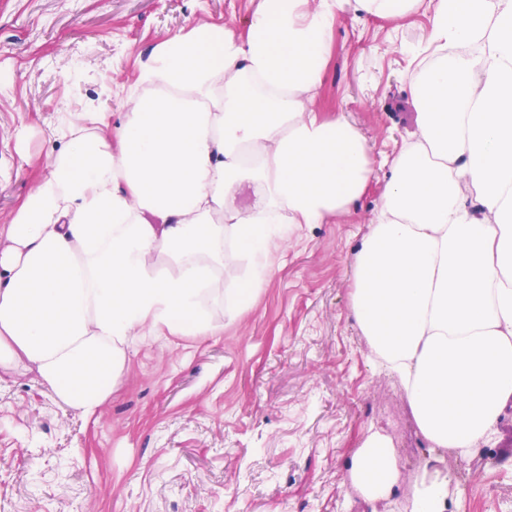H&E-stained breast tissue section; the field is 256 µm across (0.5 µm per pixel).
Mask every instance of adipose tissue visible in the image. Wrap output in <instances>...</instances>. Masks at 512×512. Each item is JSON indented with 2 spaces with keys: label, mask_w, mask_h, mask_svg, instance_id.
<instances>
[{
  "label": "adipose tissue",
  "mask_w": 512,
  "mask_h": 512,
  "mask_svg": "<svg viewBox=\"0 0 512 512\" xmlns=\"http://www.w3.org/2000/svg\"><path fill=\"white\" fill-rule=\"evenodd\" d=\"M418 2L260 0L244 34L162 42L116 134L61 120L51 173L0 225V369L35 373L91 419L140 342L223 335L245 311L225 269L256 290L279 242L367 190L365 138L312 106L341 13ZM430 2L439 58L412 85L419 135L391 161L352 310L432 447L466 459L512 404V0ZM349 468L373 501L398 462L371 432Z\"/></svg>",
  "instance_id": "adipose-tissue-1"
}]
</instances>
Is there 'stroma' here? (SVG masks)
<instances>
[{
  "label": "stroma",
  "instance_id": "1",
  "mask_svg": "<svg viewBox=\"0 0 512 512\" xmlns=\"http://www.w3.org/2000/svg\"><path fill=\"white\" fill-rule=\"evenodd\" d=\"M258 0H0V225L48 174L62 117L124 111L151 51L176 33L244 32ZM432 10L342 14L315 106L344 112L372 173L351 211L272 253L274 276L220 336H170L130 356L98 418L34 375L0 370V512H411L424 472L447 512L512 503V408L469 459L435 450L351 311L359 248L419 132L410 87ZM398 456L394 493L366 502L349 459L368 431Z\"/></svg>",
  "mask_w": 512,
  "mask_h": 512
}]
</instances>
